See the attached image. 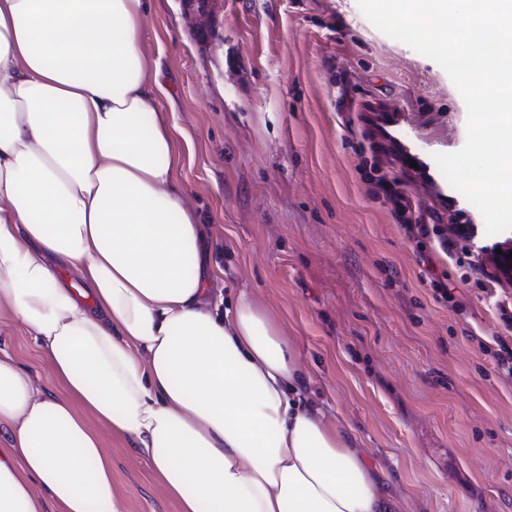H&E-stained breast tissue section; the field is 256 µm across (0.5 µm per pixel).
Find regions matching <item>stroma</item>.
Here are the masks:
<instances>
[{
	"label": "stroma",
	"instance_id": "obj_1",
	"mask_svg": "<svg viewBox=\"0 0 512 512\" xmlns=\"http://www.w3.org/2000/svg\"><path fill=\"white\" fill-rule=\"evenodd\" d=\"M183 0H151L142 45L160 110L187 135L176 174L204 224L212 286L279 320L324 401L407 512H512V382L487 346L505 329L472 268L490 235L435 157L467 138L465 103L434 60L377 30L357 0H218L206 35ZM440 226L474 227L449 259L417 252L366 170ZM461 310L437 301L428 263ZM40 383L28 332L0 328ZM123 512H176L150 466L107 439Z\"/></svg>",
	"mask_w": 512,
	"mask_h": 512
}]
</instances>
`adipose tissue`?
<instances>
[{
    "label": "adipose tissue",
    "mask_w": 512,
    "mask_h": 512,
    "mask_svg": "<svg viewBox=\"0 0 512 512\" xmlns=\"http://www.w3.org/2000/svg\"><path fill=\"white\" fill-rule=\"evenodd\" d=\"M147 13L0 0V322L52 374L0 358V512H122L109 434L177 512H404L278 323L213 298Z\"/></svg>",
    "instance_id": "ef3b65f1"
}]
</instances>
